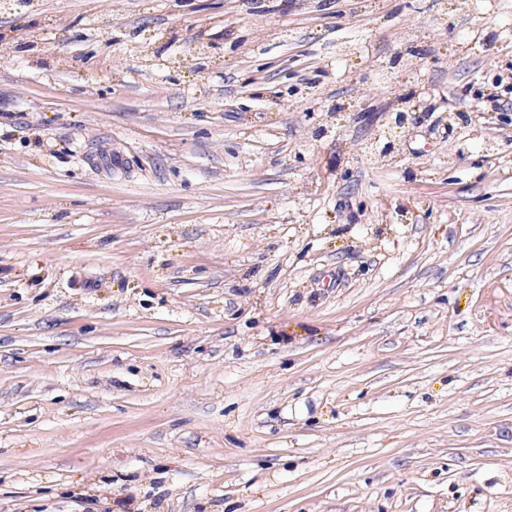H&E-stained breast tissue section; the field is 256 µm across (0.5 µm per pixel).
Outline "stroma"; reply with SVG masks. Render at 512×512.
I'll return each mask as SVG.
<instances>
[{
	"mask_svg": "<svg viewBox=\"0 0 512 512\" xmlns=\"http://www.w3.org/2000/svg\"><path fill=\"white\" fill-rule=\"evenodd\" d=\"M506 72L512 0L1 6L0 512H512Z\"/></svg>",
	"mask_w": 512,
	"mask_h": 512,
	"instance_id": "1",
	"label": "stroma"
}]
</instances>
